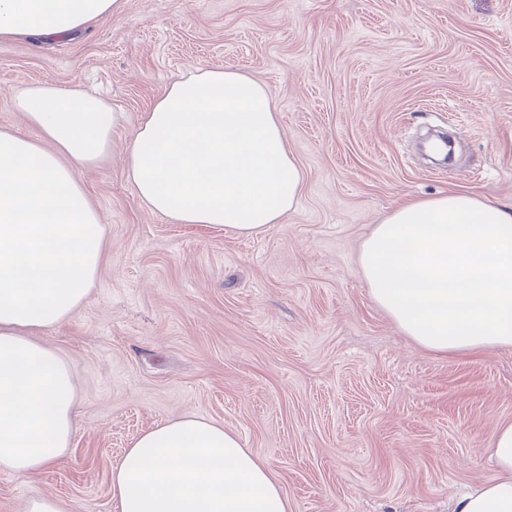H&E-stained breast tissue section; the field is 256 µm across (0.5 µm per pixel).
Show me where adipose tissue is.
<instances>
[{
  "label": "adipose tissue",
  "mask_w": 512,
  "mask_h": 512,
  "mask_svg": "<svg viewBox=\"0 0 512 512\" xmlns=\"http://www.w3.org/2000/svg\"><path fill=\"white\" fill-rule=\"evenodd\" d=\"M117 0H0V39L60 37ZM36 137L0 129V472L37 475L74 437V376L38 336L94 287L105 227L79 179L110 152L114 118L97 96L16 88ZM138 198L180 224L265 232L298 202L304 174L267 90L207 69L176 81L130 139ZM372 301L427 350L512 347V204L466 190L413 199L374 225L359 252ZM496 474L450 512H512V422L491 448ZM120 512H289L268 467L223 425L187 415L143 432L111 474Z\"/></svg>",
  "instance_id": "obj_1"
}]
</instances>
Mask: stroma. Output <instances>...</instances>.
I'll return each mask as SVG.
<instances>
[{
  "label": "stroma",
  "mask_w": 512,
  "mask_h": 512,
  "mask_svg": "<svg viewBox=\"0 0 512 512\" xmlns=\"http://www.w3.org/2000/svg\"><path fill=\"white\" fill-rule=\"evenodd\" d=\"M228 67L267 88L305 174L295 209L251 237L151 212L124 164L174 81ZM31 84L98 93L122 118L79 174L106 227L98 280L39 337L75 372L72 446L38 476L0 473V512L36 494L116 512L113 466L186 415L236 433L290 512H448L493 478L512 347L423 348L358 256L407 200L512 203V0H119L70 36L0 41V128L28 132L11 92Z\"/></svg>",
  "instance_id": "stroma-1"
}]
</instances>
